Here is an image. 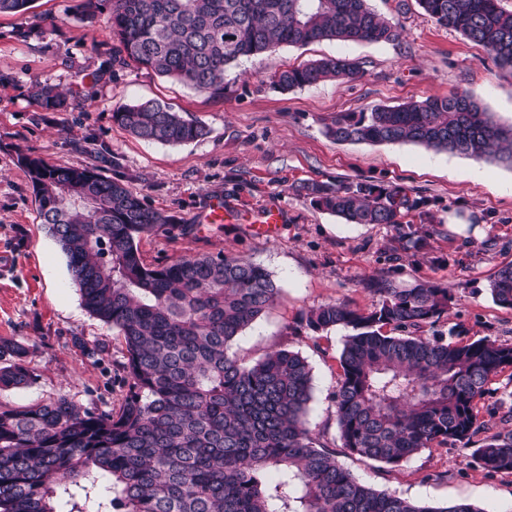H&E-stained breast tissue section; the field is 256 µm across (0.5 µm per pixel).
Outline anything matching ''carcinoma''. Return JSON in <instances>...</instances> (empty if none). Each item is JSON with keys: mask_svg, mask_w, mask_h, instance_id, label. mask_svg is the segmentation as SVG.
<instances>
[{"mask_svg": "<svg viewBox=\"0 0 512 512\" xmlns=\"http://www.w3.org/2000/svg\"><path fill=\"white\" fill-rule=\"evenodd\" d=\"M110 5L117 46L106 66L131 60L199 91H224L243 57L279 46L329 40L388 44L397 23L367 0H85L94 20ZM437 24L482 45L512 74V12L499 0H418ZM343 56L280 72L281 90L355 80ZM32 99L62 108L57 87L37 83ZM112 120L146 142L181 145L207 134L159 101L126 105ZM337 142L414 143L437 152L512 166V125L498 123L471 93L425 98L366 112H338L324 125ZM38 212L67 259L81 305L118 332L127 392L117 407L78 405L60 395L0 403V512H484L474 503L432 505L377 490L343 468L308 428L312 368L299 351L273 349L252 363L234 350L273 306L281 288L260 264L196 255L144 263L143 236L184 233L126 184L95 168L21 157ZM314 205L351 224H381L407 247L426 236L401 222L422 204L372 183L300 186ZM380 296L363 312L333 300L314 309V332L344 327L335 404L342 448L399 467L424 449L467 446L482 467L512 474V428L488 433L478 405L488 385L512 370V345L484 337L427 335L448 316V289L401 287L375 278ZM492 300L512 309V263L489 282ZM27 350L0 339V390L32 382Z\"/></svg>", "mask_w": 512, "mask_h": 512, "instance_id": "obj_1", "label": "carcinoma"}]
</instances>
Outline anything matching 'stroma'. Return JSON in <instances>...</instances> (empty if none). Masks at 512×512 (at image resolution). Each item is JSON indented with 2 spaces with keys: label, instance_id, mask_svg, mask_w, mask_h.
<instances>
[{
  "label": "stroma",
  "instance_id": "1",
  "mask_svg": "<svg viewBox=\"0 0 512 512\" xmlns=\"http://www.w3.org/2000/svg\"><path fill=\"white\" fill-rule=\"evenodd\" d=\"M82 3L34 0L25 13L0 14V73L12 77L0 85V338L27 347L35 374L29 386L0 390V402L29 405L63 394L85 406L115 405L126 391L122 344L82 308L67 259L39 217L19 162L24 155L52 165L95 166L178 225L198 224L213 200H223L234 222L198 224L194 234L145 237L140 251L149 264L229 254L271 273L281 295L239 337L236 349L249 361L282 347L307 357L313 373L308 426L321 443L338 439L333 392L346 331L310 333L311 309L336 299L372 309L379 297L366 284L380 275L403 286L431 282L455 299L439 331L457 324L467 339L512 343V309L494 303L487 292L497 269L512 263V168L412 143H337L323 127L337 112L462 90L478 97L499 123L511 125L512 76L501 73L482 46L437 24L417 0H368L374 12L401 25L398 42L283 46L239 60L220 94L130 62L102 72L88 95L69 98L64 108L38 107L31 98L34 84L70 89L98 71L115 47L107 14L88 23ZM333 56L358 61L363 77L288 91L271 83L277 72ZM153 99L199 122L206 135L183 145L150 143L113 121L118 107ZM89 138L109 148V161L83 152ZM336 180L399 187L426 199L425 208L402 218L428 225L426 250L403 249L390 228L347 223L298 191L306 182ZM272 207L284 222L274 237H258L257 216ZM452 216L467 230L449 226ZM85 341L97 344L95 357L82 349ZM336 458L380 490L512 512V474L488 472L469 446L427 449L398 468L361 461L341 448Z\"/></svg>",
  "mask_w": 512,
  "mask_h": 512
}]
</instances>
